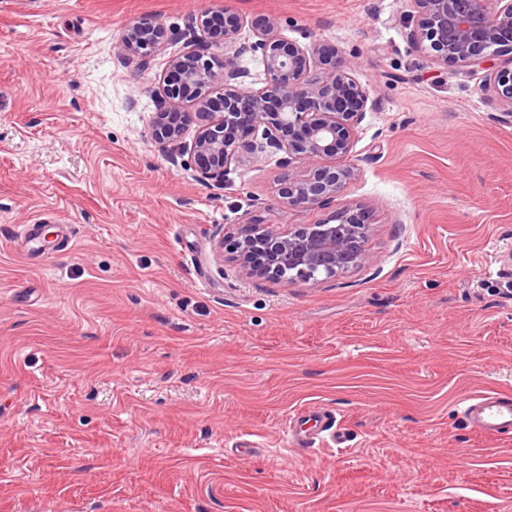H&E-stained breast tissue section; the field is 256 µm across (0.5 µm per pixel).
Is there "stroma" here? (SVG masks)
<instances>
[{
  "mask_svg": "<svg viewBox=\"0 0 512 512\" xmlns=\"http://www.w3.org/2000/svg\"><path fill=\"white\" fill-rule=\"evenodd\" d=\"M221 8L358 61L374 106L335 202L283 208L279 154L217 188L154 140L186 17ZM412 11L0 0V512H512V436L458 412L512 395V118L490 88L508 59L444 70L410 43ZM140 17L175 35L144 65L121 49ZM356 203L369 260L318 284L217 249ZM35 222L32 254L16 230ZM305 407L336 413L350 448L288 450Z\"/></svg>",
  "mask_w": 512,
  "mask_h": 512,
  "instance_id": "1",
  "label": "stroma"
}]
</instances>
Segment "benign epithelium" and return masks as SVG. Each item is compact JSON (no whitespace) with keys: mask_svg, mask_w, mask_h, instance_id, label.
<instances>
[{"mask_svg":"<svg viewBox=\"0 0 512 512\" xmlns=\"http://www.w3.org/2000/svg\"><path fill=\"white\" fill-rule=\"evenodd\" d=\"M410 42L432 52L437 63L479 67L493 57H512V0H413ZM188 34L207 40L192 44L167 61L156 93L151 130L163 144H180L190 155L196 177L224 185L231 170L257 164L267 152H282V164H303L277 180L276 194L286 208L326 205L354 176L348 166L323 163L350 156L357 128L372 106L355 76L357 64L332 43L301 44L280 32L274 16L251 20L228 10H206L187 18ZM249 41H242L244 30ZM169 37L150 18L131 22L122 38L128 56L164 50ZM246 53L260 59L263 86L245 87ZM512 117V67L498 70L491 84ZM195 126L191 143L182 135ZM365 211L349 206L331 220L293 232L253 224L243 230L236 250L250 277L286 283H317L346 274L368 261Z\"/></svg>","mask_w":512,"mask_h":512,"instance_id":"1","label":"benign epithelium"}]
</instances>
